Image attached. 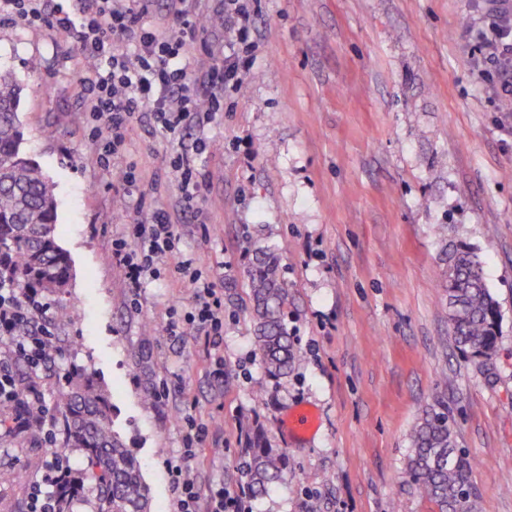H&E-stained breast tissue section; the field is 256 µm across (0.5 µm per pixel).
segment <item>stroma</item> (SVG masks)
<instances>
[{"mask_svg":"<svg viewBox=\"0 0 512 512\" xmlns=\"http://www.w3.org/2000/svg\"><path fill=\"white\" fill-rule=\"evenodd\" d=\"M202 28L190 72L224 56L218 0H191ZM259 49L239 93L204 127L176 137L134 128L110 166L98 161L82 82L95 68L48 26L0 23V71L21 85L25 152L54 188L57 238L73 277L61 357L42 385L92 374L113 428L136 456L151 512H175L166 468L184 453V421L209 427L191 476L202 492L237 494L246 431L263 426L288 475L247 512H433L405 470L423 410L448 406L473 464L479 512H512V104L484 91L467 26L485 29L478 0H255ZM209 147L197 153L198 140ZM204 176L185 208L172 155ZM141 179L123 186L122 168ZM166 210L179 242L157 277L132 292L112 240L149 207ZM474 249L501 326L487 364L458 350L431 228ZM274 247L288 286L285 323L303 355L269 377L254 344L246 274ZM190 258L224 293L223 368L208 336L167 325L193 311L177 271ZM318 427L289 432V412ZM82 451L27 433L0 436V469L25 478L0 490V512H24L31 480L58 454Z\"/></svg>","mask_w":512,"mask_h":512,"instance_id":"1","label":"stroma"}]
</instances>
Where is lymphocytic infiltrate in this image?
<instances>
[{
    "mask_svg": "<svg viewBox=\"0 0 512 512\" xmlns=\"http://www.w3.org/2000/svg\"><path fill=\"white\" fill-rule=\"evenodd\" d=\"M74 12L45 7V0H0V22L20 19L60 31L70 44L99 65L85 79L89 110L109 132L100 160L110 164L123 148L134 123L177 136L188 123L208 124L224 109V99L240 90L248 64L256 50L251 37V0H224V27L233 35L224 45V58L211 66L205 79L212 87L209 97L199 95L188 73L187 59L201 28V20L187 9H179V34L168 37L159 25L147 22L146 5L133 0H78ZM490 41L480 42L475 67L478 77L494 98L512 101V6L487 0ZM128 42L135 49L127 55L118 48ZM130 249L128 239L112 241V258L126 270L132 290H139L155 265L175 248L177 234L168 212L151 210L147 222L135 225ZM179 271L196 293L198 311L186 324L170 322L173 336L185 325L202 329L220 346L224 334V296L214 283L202 278L192 260L181 261ZM51 305L30 301L14 288H0V428L19 433L38 428L43 441L56 435L58 419L45 400L39 382L44 366L54 358V337L45 327ZM23 361L29 370L20 381L13 367ZM188 455L169 461L171 485L178 512H242L239 498L223 491L202 498L189 476ZM76 480L75 469L63 457L53 459L28 488V512H56V496Z\"/></svg>",
    "mask_w": 512,
    "mask_h": 512,
    "instance_id": "obj_1",
    "label": "lymphocytic infiltrate"
}]
</instances>
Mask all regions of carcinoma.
Instances as JSON below:
<instances>
[{
	"instance_id": "obj_1",
	"label": "carcinoma",
	"mask_w": 512,
	"mask_h": 512,
	"mask_svg": "<svg viewBox=\"0 0 512 512\" xmlns=\"http://www.w3.org/2000/svg\"><path fill=\"white\" fill-rule=\"evenodd\" d=\"M21 90L0 73V283L30 297L51 299L65 293L72 277L68 253L57 243L56 198L49 179L21 150ZM442 269L448 320L457 347L485 361L496 351L500 306L487 287L479 255L467 246L443 248ZM255 343L265 372L275 378L294 372L301 358L284 321L288 288L278 275L271 248L255 253L247 274ZM63 444L84 452L82 486L59 494L58 512H148V490L141 465L112 429L108 396L83 376L55 400ZM406 470L419 495L437 512H476L478 495L472 461L457 448L444 408L426 409L410 435ZM285 457L268 445L256 426L241 449L239 474L248 494L263 495L278 483Z\"/></svg>"
}]
</instances>
